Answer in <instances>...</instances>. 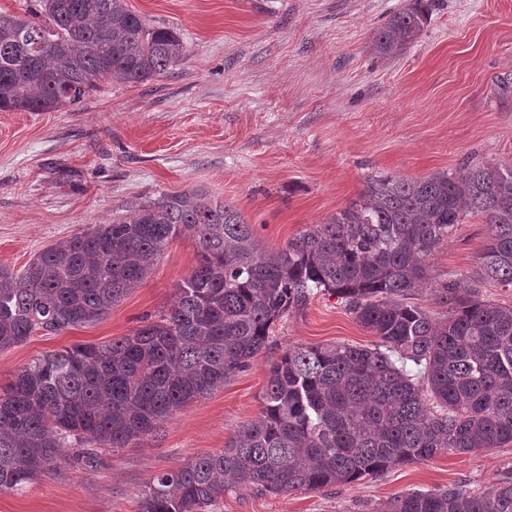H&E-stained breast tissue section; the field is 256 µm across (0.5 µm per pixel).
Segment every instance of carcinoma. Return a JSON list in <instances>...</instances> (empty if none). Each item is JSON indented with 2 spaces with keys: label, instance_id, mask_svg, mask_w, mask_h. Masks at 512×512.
Instances as JSON below:
<instances>
[{
  "label": "carcinoma",
  "instance_id": "cac0c4a2",
  "mask_svg": "<svg viewBox=\"0 0 512 512\" xmlns=\"http://www.w3.org/2000/svg\"><path fill=\"white\" fill-rule=\"evenodd\" d=\"M36 2L25 16L0 15V111L69 107L99 81L144 83L186 55L175 29L147 24L124 0ZM432 4L412 0L392 15L373 50L400 53ZM469 215L486 218L489 239L474 278L441 285L448 317L438 320L407 299ZM182 233L195 237L197 264L166 316L107 344L43 355L0 393V490L54 470L68 439L81 445L73 461L91 466L97 445L154 437L248 367L272 324L316 291L340 298L379 342L284 349L262 416L222 451L158 476L141 512H215L229 478L291 495L512 442V306L476 290L483 281L512 287V164L414 180L372 175L357 200L273 252L239 210L199 190L140 204L49 246L19 272L0 267V350L101 319ZM384 512H512V483L415 492Z\"/></svg>",
  "mask_w": 512,
  "mask_h": 512
}]
</instances>
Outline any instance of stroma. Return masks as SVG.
<instances>
[{
  "instance_id": "35a3bbf8",
  "label": "stroma",
  "mask_w": 512,
  "mask_h": 512,
  "mask_svg": "<svg viewBox=\"0 0 512 512\" xmlns=\"http://www.w3.org/2000/svg\"><path fill=\"white\" fill-rule=\"evenodd\" d=\"M146 23L176 29L186 59L145 83L108 84L50 112H0V266L108 224L144 201L189 189L235 206L276 250L358 199L369 176L425 178L512 163V0H436L404 54L372 40L408 0H125ZM489 237L466 217L410 298L438 319L448 278H471ZM191 235L170 240L151 275L99 321L42 331L0 351V390L35 358L136 331L164 315L196 266ZM270 344L223 388L165 420L137 447L100 449L75 467L66 445L51 474L0 491V512H139L157 475L222 450L258 419L270 367L292 344L369 347L378 338L337 296L319 293L278 319ZM512 481V442L441 453L348 485L288 496L238 488L221 512H379L390 498L449 485Z\"/></svg>"
}]
</instances>
